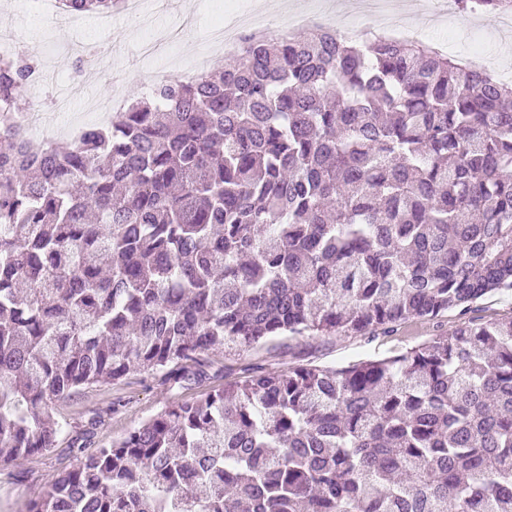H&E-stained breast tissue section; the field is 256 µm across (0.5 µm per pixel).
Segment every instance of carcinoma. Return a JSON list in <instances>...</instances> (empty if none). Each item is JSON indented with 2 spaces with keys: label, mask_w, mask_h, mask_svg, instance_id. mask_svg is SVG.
Instances as JSON below:
<instances>
[{
  "label": "carcinoma",
  "mask_w": 512,
  "mask_h": 512,
  "mask_svg": "<svg viewBox=\"0 0 512 512\" xmlns=\"http://www.w3.org/2000/svg\"><path fill=\"white\" fill-rule=\"evenodd\" d=\"M234 57L49 144L19 126L37 56L0 58V466L131 372L181 387L226 346L388 336L512 292L511 84L327 27ZM245 372L108 447L80 431L28 512H512V320Z\"/></svg>",
  "instance_id": "carcinoma-1"
}]
</instances>
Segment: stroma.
Segmentation results:
<instances>
[{"instance_id":"35a3bbf8","label":"stroma","mask_w":512,"mask_h":512,"mask_svg":"<svg viewBox=\"0 0 512 512\" xmlns=\"http://www.w3.org/2000/svg\"><path fill=\"white\" fill-rule=\"evenodd\" d=\"M159 6L142 25L134 26L120 13L84 17L81 32L52 26L48 16L27 9L0 8V34L11 33L20 48L37 55L48 82L71 79L78 90L66 112L67 120L89 125L96 115L90 101L111 102L114 79H122L127 94L139 91L145 80L187 76L189 59L201 51L210 19L224 9V0H158ZM168 33L179 45V58L162 66L154 56H135L142 28ZM512 317V296L492 293L467 314L450 310L432 320L407 322L387 336L278 337L245 351L207 355V377L183 388H169L161 373L134 372L118 380L92 386L57 403L55 419L63 431L55 449L28 456L17 465L0 467V512H27L68 468V445L90 418L98 423L92 447L107 446L125 437L177 400H192L225 379L241 376L247 366L285 371L301 365L345 366L361 359L398 354L438 336L452 335L465 321L484 322Z\"/></svg>"}]
</instances>
